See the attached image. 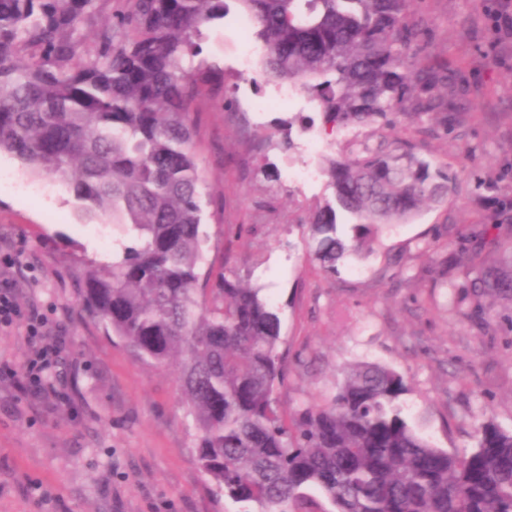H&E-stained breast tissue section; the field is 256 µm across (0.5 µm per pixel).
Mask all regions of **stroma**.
Listing matches in <instances>:
<instances>
[{
  "instance_id": "1",
  "label": "stroma",
  "mask_w": 512,
  "mask_h": 512,
  "mask_svg": "<svg viewBox=\"0 0 512 512\" xmlns=\"http://www.w3.org/2000/svg\"><path fill=\"white\" fill-rule=\"evenodd\" d=\"M494 6L415 0L428 25L427 57L447 64L463 91L465 123L424 148L428 160L447 164L457 188L414 221L384 227L373 253L343 260L333 279L311 260L307 221L329 194L327 159L373 138V128L325 134L306 94L281 97L284 81L267 80L258 67L241 71L246 42L231 22L207 30L209 57L224 69V102H202L195 138L206 192L224 202L223 210L204 209L209 257L221 261L229 225L251 226L236 271L272 287L291 356L281 390L288 407L323 403L345 367L377 363L408 378L412 423L441 448L471 451L486 409L512 429V302L485 299L491 321L481 331L450 315L447 288L423 275L443 253L437 225L468 232L491 203V182L512 171V36L492 28ZM263 99L267 109L253 111ZM245 129L267 139L264 154L251 150ZM265 162L276 180L261 172ZM303 167L313 180L289 179L288 170ZM400 256L395 278L372 285L374 271ZM111 258V226L84 215L57 180L0 154V285L15 305L11 324L0 326V512H235L199 471L174 376L136 362L82 308L83 261ZM416 294L434 297L435 307L416 309ZM35 315L42 324L32 337ZM45 345L58 355L35 384L28 363Z\"/></svg>"
}]
</instances>
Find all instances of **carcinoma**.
I'll return each mask as SVG.
<instances>
[{
  "label": "carcinoma",
  "mask_w": 512,
  "mask_h": 512,
  "mask_svg": "<svg viewBox=\"0 0 512 512\" xmlns=\"http://www.w3.org/2000/svg\"><path fill=\"white\" fill-rule=\"evenodd\" d=\"M263 45L264 74L297 85L333 127L448 134L464 120L448 66L420 55L413 0H235ZM228 0H0V152L64 183L120 229L112 261H90L86 314L139 362L176 373L208 489L237 512H512V430L488 416L468 453L416 432L410 385L377 364L350 367L323 405L288 411L282 320L242 283L227 248L208 261L199 108L224 103V69L202 28ZM331 197L307 246L319 271L361 258L379 227L454 191L445 168L394 138L328 161ZM431 270L448 313L480 330L483 297L512 300V186L449 242Z\"/></svg>",
  "instance_id": "obj_1"
}]
</instances>
